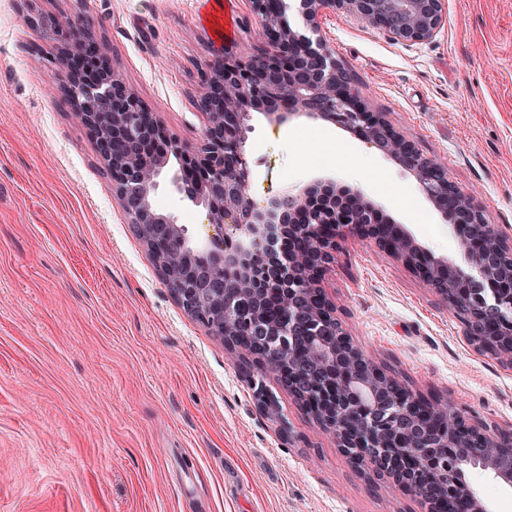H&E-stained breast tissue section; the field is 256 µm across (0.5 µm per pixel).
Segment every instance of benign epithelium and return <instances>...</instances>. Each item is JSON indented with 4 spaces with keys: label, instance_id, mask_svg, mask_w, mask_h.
Segmentation results:
<instances>
[{
    "label": "benign epithelium",
    "instance_id": "1",
    "mask_svg": "<svg viewBox=\"0 0 512 512\" xmlns=\"http://www.w3.org/2000/svg\"><path fill=\"white\" fill-rule=\"evenodd\" d=\"M261 20L264 53L247 62L215 50L201 72L203 120L199 155L177 140L156 150L161 130L129 80L115 71L97 81L77 74L68 49L56 63L62 89L79 121L93 133L128 223L147 246L171 292L186 311L224 338L231 350L248 321L268 340L265 371L288 379L291 393L354 465L376 471L420 497L426 512H486L466 472L481 467L512 485V437L471 425L458 409L428 408L386 369L368 359L336 318L322 287L328 266L348 237L368 239L402 261L463 320L481 349L512 364V234L486 222L474 197L463 195L445 169L423 157L381 112L372 111L351 75L319 35L327 12L359 16L394 41L436 37L444 0H250ZM296 12L302 26L290 22ZM81 44L103 50L86 29L65 17ZM261 110L282 124L306 117L332 123L409 171L444 219L466 267L421 246L359 191L319 180L285 191L264 209L251 203V168L244 150L249 117ZM184 160L175 190L207 210L220 235L203 249L187 228L154 204L169 157ZM304 248L284 254L282 233ZM278 289L288 316L270 317L264 294Z\"/></svg>",
    "mask_w": 512,
    "mask_h": 512
}]
</instances>
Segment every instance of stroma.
<instances>
[{"instance_id":"1","label":"stroma","mask_w":512,"mask_h":512,"mask_svg":"<svg viewBox=\"0 0 512 512\" xmlns=\"http://www.w3.org/2000/svg\"><path fill=\"white\" fill-rule=\"evenodd\" d=\"M0 0V512H425L389 479L357 471L331 433L257 364L177 301L112 193L88 129L51 61L62 16L83 17L164 132L196 146L199 71L225 46L261 54L249 0ZM369 108L512 228V0H445L429 41L397 43L354 15L320 21ZM250 198L332 177L360 190L435 255L458 259L415 178L320 119L279 125L253 112ZM157 208L194 244L217 233L171 184ZM323 288L356 345L415 394L512 434V365L479 350L457 313L371 241L343 242ZM275 403L262 412L251 381ZM469 481L490 512L512 487Z\"/></svg>"}]
</instances>
